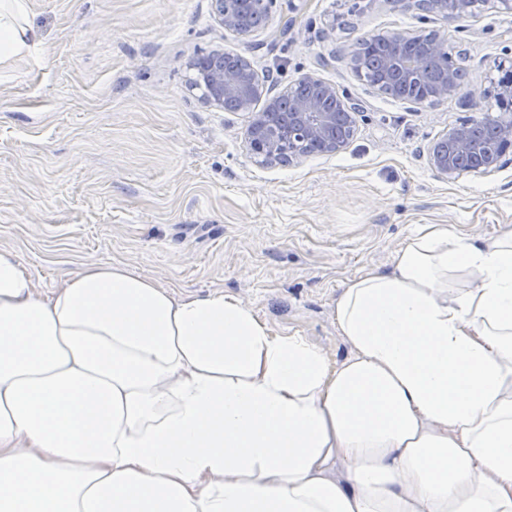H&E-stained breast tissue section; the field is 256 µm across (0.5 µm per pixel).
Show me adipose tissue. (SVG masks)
Instances as JSON below:
<instances>
[{
	"label": "adipose tissue",
	"mask_w": 512,
	"mask_h": 512,
	"mask_svg": "<svg viewBox=\"0 0 512 512\" xmlns=\"http://www.w3.org/2000/svg\"><path fill=\"white\" fill-rule=\"evenodd\" d=\"M31 36L0 0V62ZM334 317L339 362L232 294L43 291L0 250V512H512V232L423 225Z\"/></svg>",
	"instance_id": "obj_1"
}]
</instances>
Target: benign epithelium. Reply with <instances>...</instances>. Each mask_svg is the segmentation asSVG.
<instances>
[{
	"label": "benign epithelium",
	"instance_id": "7a95c632",
	"mask_svg": "<svg viewBox=\"0 0 512 512\" xmlns=\"http://www.w3.org/2000/svg\"><path fill=\"white\" fill-rule=\"evenodd\" d=\"M401 7L415 3L419 9L447 19L448 14L463 18L475 13L479 4L496 3L512 10V0H392ZM242 8L226 4V0H211L214 18L224 32L245 38L261 29L253 12L269 13L271 0H241ZM454 53L447 41L436 32L428 35L423 49L415 51L411 60L394 52L383 61V68L396 75L397 84L384 88L389 94L400 83H429V99L438 101L458 90V62L436 77L426 70L429 59L441 53ZM187 68L194 72L192 86L202 90V99L219 108L231 103L240 112L251 115L245 134L247 150L269 165H283L296 153L285 154V143L303 137L317 147L319 153H338L353 136L354 113L339 96L336 87L322 79L304 74L296 84L312 88V93L297 95L293 87L268 96L263 80L249 59L241 53L216 51L207 56L192 58ZM496 100L501 112L494 119L493 141L484 149L475 147L472 124L463 123L444 134L429 154V165L435 175L446 182L455 181L464 172L490 174L499 170L506 157L512 155V80L497 82ZM260 110H255L258 103Z\"/></svg>",
	"mask_w": 512,
	"mask_h": 512
}]
</instances>
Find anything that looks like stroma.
I'll return each instance as SVG.
<instances>
[{"label":"stroma","instance_id":"35a3bbf8","mask_svg":"<svg viewBox=\"0 0 512 512\" xmlns=\"http://www.w3.org/2000/svg\"><path fill=\"white\" fill-rule=\"evenodd\" d=\"M35 45L0 66V249L41 290L83 263L126 265L176 294L224 291L277 333L333 359L346 279L389 271L421 224L483 242L512 230V163L438 179L427 152L448 129L496 116L512 65V11L438 19L388 0H273L264 31L240 40L210 0H30ZM435 31L464 50L448 99L398 102L354 72L357 38ZM244 54L271 92L311 73L352 108L343 151L258 164L248 115L204 104L187 61Z\"/></svg>","mask_w":512,"mask_h":512}]
</instances>
